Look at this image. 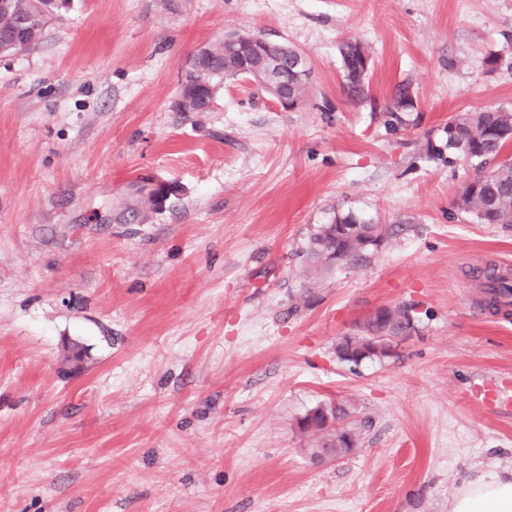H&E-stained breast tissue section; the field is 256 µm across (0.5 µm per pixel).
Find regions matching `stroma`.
I'll use <instances>...</instances> for the list:
<instances>
[{"label":"stroma","instance_id":"stroma-1","mask_svg":"<svg viewBox=\"0 0 512 512\" xmlns=\"http://www.w3.org/2000/svg\"><path fill=\"white\" fill-rule=\"evenodd\" d=\"M235 30L306 56L300 108L233 78L178 111L188 57ZM500 106L512 0H71L0 58V512H451L512 474V314L471 274L512 271V229L460 215L471 172L443 152L450 116ZM348 211L388 240L307 278ZM399 305L397 356L337 358ZM333 400L357 446L318 462L299 421ZM42 5L46 7L47 11L50 13L49 20L42 24L38 25L34 28V30L29 34V36L21 41V43L13 49V54L18 52L19 50H23L36 43L42 37L47 25L50 21L59 17L62 11H65L69 8L70 0H61V5L56 4L53 0H40ZM343 48L347 50L345 60L341 56L342 69H343V81L342 88L346 97L350 100H363L368 97V73L369 69L366 70L364 67L358 66L357 55L361 54L363 50L366 55L370 58L369 50L363 46L360 42H344ZM414 107L413 97L409 90L406 87H400L391 105L383 110V112H386L388 118L386 124L395 127L396 123H402L403 119L400 114L410 112Z\"/></svg>","mask_w":512,"mask_h":512}]
</instances>
